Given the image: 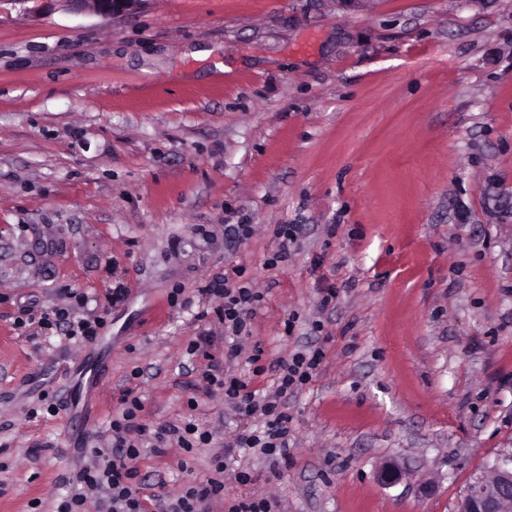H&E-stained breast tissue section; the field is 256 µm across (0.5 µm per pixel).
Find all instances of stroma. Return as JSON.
Instances as JSON below:
<instances>
[{"instance_id": "35a3bbf8", "label": "stroma", "mask_w": 512, "mask_h": 512, "mask_svg": "<svg viewBox=\"0 0 512 512\" xmlns=\"http://www.w3.org/2000/svg\"><path fill=\"white\" fill-rule=\"evenodd\" d=\"M280 224L300 233L273 265ZM238 269L263 295L254 387L325 356L288 400V466L236 454L211 512H455L511 458L512 0H0V512H56L128 391L140 422L210 436L135 460L147 512L213 476L241 425L187 347L222 356L197 289ZM73 292L95 342L15 327ZM74 12H92L114 18L138 7L142 0H63Z\"/></svg>"}]
</instances>
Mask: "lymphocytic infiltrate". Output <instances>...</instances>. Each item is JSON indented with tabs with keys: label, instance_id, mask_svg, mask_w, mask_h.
I'll use <instances>...</instances> for the list:
<instances>
[{
	"label": "lymphocytic infiltrate",
	"instance_id": "lymphocytic-infiltrate-1",
	"mask_svg": "<svg viewBox=\"0 0 512 512\" xmlns=\"http://www.w3.org/2000/svg\"><path fill=\"white\" fill-rule=\"evenodd\" d=\"M199 296L215 301L214 312L224 326V362L211 364L203 375L208 385L223 389L225 402L232 405L243 421L262 419V428L243 430L233 444L226 446L223 458L217 459L214 477L198 482L177 498L169 512H208L212 499L224 493L220 475L236 451L254 449L280 459L288 457V422L285 404L289 395L298 392L315 374L323 357L322 348L297 351L277 362L276 388L268 395L257 394L249 380L233 374L231 366L242 353L244 339L257 314L260 294L250 283H233L228 277L215 276L198 289ZM139 398L128 400L111 422L112 447L92 449L95 465L83 468L76 485L64 496L57 512H86L89 500H97L98 512H144L143 497L136 482L137 470L132 462L139 458L148 440L163 441L165 435L176 436L182 449L194 443H208L206 434L198 433L194 423L170 427L168 433L150 430L138 422Z\"/></svg>",
	"mask_w": 512,
	"mask_h": 512
}]
</instances>
